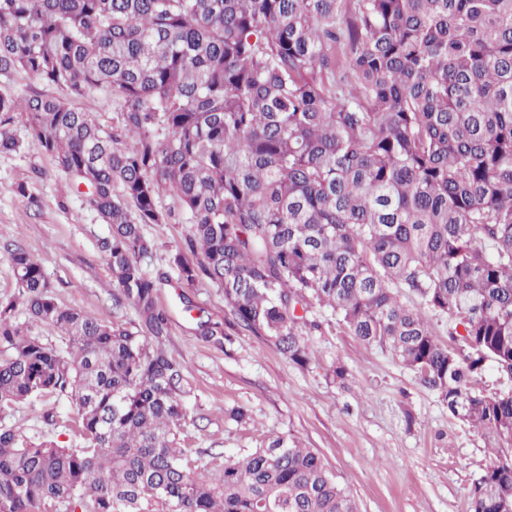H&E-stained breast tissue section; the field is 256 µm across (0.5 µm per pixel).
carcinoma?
<instances>
[{
  "label": "carcinoma",
  "instance_id": "1",
  "mask_svg": "<svg viewBox=\"0 0 512 512\" xmlns=\"http://www.w3.org/2000/svg\"><path fill=\"white\" fill-rule=\"evenodd\" d=\"M12 71L68 94L1 92L0 151L21 148V110L27 138L86 187L110 225L115 313L58 304L41 264L7 251L29 321L0 308V414L57 395L76 417L69 446L0 429V512H357L293 439L182 446L163 277L140 263L157 246L143 227L169 223L166 195L191 225L169 257L181 282L224 290L228 315L199 322L205 339L248 331L302 367L310 308L327 307L512 447V389L477 388L489 363L512 379V0H0ZM99 86L115 129L72 105ZM469 512H512L511 456L474 480Z\"/></svg>",
  "mask_w": 512,
  "mask_h": 512
}]
</instances>
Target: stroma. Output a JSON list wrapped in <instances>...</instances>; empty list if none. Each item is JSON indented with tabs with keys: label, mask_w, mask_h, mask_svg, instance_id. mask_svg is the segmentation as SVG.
<instances>
[{
	"label": "stroma",
	"mask_w": 512,
	"mask_h": 512,
	"mask_svg": "<svg viewBox=\"0 0 512 512\" xmlns=\"http://www.w3.org/2000/svg\"><path fill=\"white\" fill-rule=\"evenodd\" d=\"M12 129L24 144L0 152V304L18 294L6 261L7 248L18 243L41 264L57 303L111 318L113 278L98 248L108 225L53 160L26 142L23 117ZM161 206L173 218L146 226L157 248L140 263L164 278L158 301L171 317L168 350L182 362L188 390L183 446L240 454L293 436L320 454L358 512H468L472 483L496 455L492 437L450 417L418 374L388 351L359 342L331 309L311 314L320 327L307 338L303 368L249 332L225 348L205 341L198 324L223 321L224 291L207 281L182 288L168 257L190 227L174 199L163 197ZM339 362L349 371L342 385L327 376ZM241 406L250 420L232 418ZM73 416L67 397L36 399L0 415V428L66 445Z\"/></svg>",
	"instance_id": "1"
}]
</instances>
